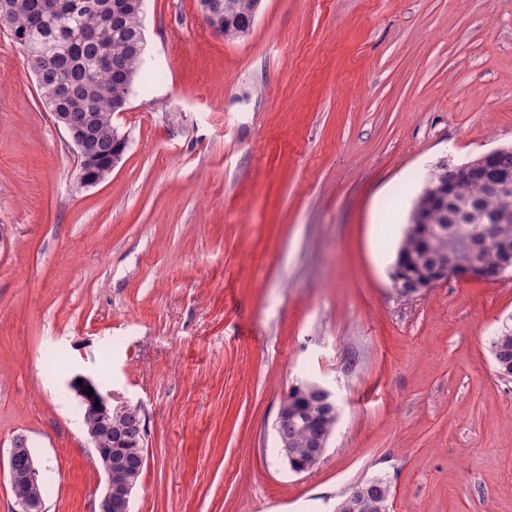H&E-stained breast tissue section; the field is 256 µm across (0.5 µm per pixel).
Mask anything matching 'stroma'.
I'll return each mask as SVG.
<instances>
[{"mask_svg":"<svg viewBox=\"0 0 512 512\" xmlns=\"http://www.w3.org/2000/svg\"><path fill=\"white\" fill-rule=\"evenodd\" d=\"M143 58L164 79L84 186L0 31V512L19 433L45 512H92L79 374L145 409L131 512H336L372 478L390 512H512V274L391 280L438 163L512 147V0H261L234 41L145 0ZM303 380L340 417L297 474L274 425ZM490 353L497 371L512 369V327L504 326L490 342Z\"/></svg>","mask_w":512,"mask_h":512,"instance_id":"stroma-1","label":"stroma"}]
</instances>
